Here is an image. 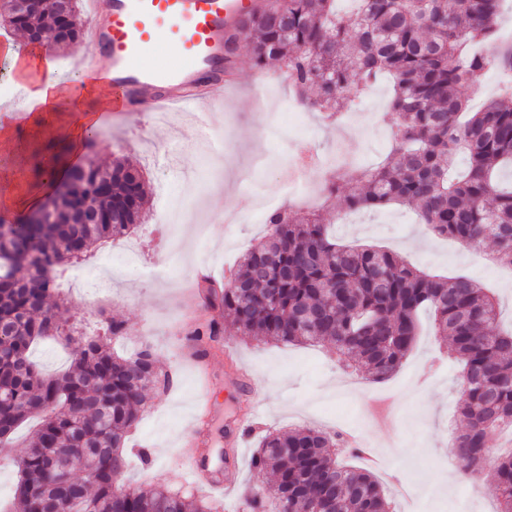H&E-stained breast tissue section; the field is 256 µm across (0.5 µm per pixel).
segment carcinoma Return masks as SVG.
I'll return each instance as SVG.
<instances>
[{"label": "carcinoma", "instance_id": "cac0c4a2", "mask_svg": "<svg viewBox=\"0 0 512 512\" xmlns=\"http://www.w3.org/2000/svg\"><path fill=\"white\" fill-rule=\"evenodd\" d=\"M336 0H274L243 22L255 66L288 73V87L329 124L381 79L392 86V146L384 161L363 169L346 196L348 209L402 205L416 209L435 235L476 248L494 243L493 262L512 269V189L499 173L512 170V86L476 112L461 90L487 67L512 74V46L499 42L505 0H354L340 14ZM80 0H0V26L28 41L64 49L76 44ZM466 166L457 168L456 158ZM345 173H326L323 203ZM147 194L127 159L109 167L92 160L67 168L41 203L43 223L15 221L24 250L13 252L0 232V459L12 460L16 429L38 420L24 455L9 512H60L69 499L88 512H219L213 501L168 487L121 495L113 472L125 466L124 432L140 418L149 393L167 387L149 348L129 357L112 350L125 334L119 320L102 335L75 337L49 305L58 268L124 237L144 223ZM271 232L248 250L234 278L213 291L237 329L271 343L327 345L349 369L389 378L412 350L418 317L462 365L467 385L459 413L467 421L452 448L464 475L489 469L497 512H512V452H491L494 431L512 426V330L497 329L500 311L487 289L466 276L426 273L391 250L336 242L319 211L280 209ZM75 345L60 374L45 375L30 350L44 337ZM342 438L311 427L266 435L252 464L274 478L247 499L250 512H391L373 474L335 463ZM94 473L81 480L85 454Z\"/></svg>", "mask_w": 512, "mask_h": 512}]
</instances>
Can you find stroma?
<instances>
[{"mask_svg":"<svg viewBox=\"0 0 512 512\" xmlns=\"http://www.w3.org/2000/svg\"><path fill=\"white\" fill-rule=\"evenodd\" d=\"M237 59V86L229 109L202 115L183 109L160 116L110 112L91 153L99 164L126 158L144 171L148 218L138 225L133 241L153 239V227L164 222L167 204L182 211L176 241L155 244L146 254L144 271L127 269L121 262L131 241L96 250L94 259L112 260L111 293L93 300L66 297L58 312L60 319L81 322L94 306H102L106 316L126 323L127 336L115 340V347L125 352L130 341H146L158 370L172 376L170 389L152 393L140 422L125 438V448H146L151 456L146 466L131 460L123 483L192 490L176 460L203 450L213 478L223 479L229 469L235 473V493L216 498L220 512H247L249 491L271 484L268 474L251 465L258 442L271 432L309 426L362 435L381 464L373 466L360 455L352 463L372 469L395 512H496L491 476L476 487L465 478L448 477L452 437L465 428L458 411L462 374L448 355L446 338L434 335L428 323H421L413 350L390 378L377 383L359 372L351 386L328 347L283 346L240 335L221 309L206 305L196 294L198 268L223 279L225 268L236 267L267 232L262 222L245 220L229 227L215 219L217 212L238 208L245 197L244 179L253 180L262 201L301 209L317 205V198H291L285 190L282 170L296 140H305L331 168L340 156L355 169L372 166L390 149L391 131L382 120L391 97L387 82H377L362 96L355 127H330L319 113L308 112L302 125L291 127L284 138L269 133L267 124L269 113L279 111L281 100L288 98L287 85L277 72L254 67L247 42L239 43ZM202 122L216 139V148L199 140ZM67 147L60 132L38 135L27 126L15 130L13 141L0 143V182H7L17 198L42 194L46 161ZM331 210L338 242L387 248L434 275H468L494 294L502 326L512 325V270L481 265L453 240L422 237L415 214L396 205L379 212H350L338 197ZM208 322L218 323L219 333L199 365L189 356L186 336ZM236 369L249 374L262 406L251 434L242 446L232 448L224 437L226 418L239 416L248 405L236 389ZM205 390L212 409L199 417L195 407ZM409 470L419 474L413 505L403 499L399 485L400 473Z\"/></svg>","mask_w":512,"mask_h":512,"instance_id":"1","label":"stroma"}]
</instances>
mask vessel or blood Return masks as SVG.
Wrapping results in <instances>:
<instances>
[{"label": "vessel or blood", "instance_id": "1", "mask_svg": "<svg viewBox=\"0 0 512 512\" xmlns=\"http://www.w3.org/2000/svg\"><path fill=\"white\" fill-rule=\"evenodd\" d=\"M262 0H86L81 60L110 61L117 112H152L174 105L209 111L224 106L228 81L224 44ZM151 68H143L145 57Z\"/></svg>", "mask_w": 512, "mask_h": 512}]
</instances>
